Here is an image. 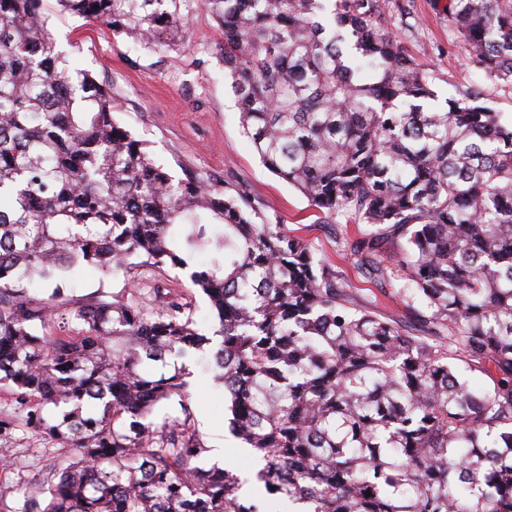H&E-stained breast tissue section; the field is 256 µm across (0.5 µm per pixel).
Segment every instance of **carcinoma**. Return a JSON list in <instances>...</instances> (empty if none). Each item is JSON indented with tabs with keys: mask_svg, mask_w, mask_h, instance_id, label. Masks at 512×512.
Listing matches in <instances>:
<instances>
[{
	"mask_svg": "<svg viewBox=\"0 0 512 512\" xmlns=\"http://www.w3.org/2000/svg\"><path fill=\"white\" fill-rule=\"evenodd\" d=\"M202 0L224 40L241 125L262 163L331 221L370 278L401 281L409 326L362 307L336 268L261 204L177 177L69 73L43 0H0V388L74 449L24 512H261L206 466L186 367L210 343L177 298L70 304L38 281L130 259L187 273L219 337L233 434L283 512H512V119L470 90L432 107L429 72L385 0ZM151 48L186 36L181 0H57ZM448 28L512 84V0H447ZM492 378L472 388L459 366ZM177 415L161 425V403ZM97 405L91 413L86 404ZM65 407L50 423L48 406Z\"/></svg>",
	"mask_w": 512,
	"mask_h": 512,
	"instance_id": "cac0c4a2",
	"label": "carcinoma"
}]
</instances>
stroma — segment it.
<instances>
[{"label":"stroma","mask_w":512,"mask_h":512,"mask_svg":"<svg viewBox=\"0 0 512 512\" xmlns=\"http://www.w3.org/2000/svg\"><path fill=\"white\" fill-rule=\"evenodd\" d=\"M398 2H386L390 27L429 70L438 95L445 98L477 88L490 106L512 116V86L495 82L470 59L465 43L448 29L446 0H412L407 16L399 13ZM181 10L189 21L186 42L152 50L134 46L104 24H90L62 13L56 0H45L44 5L55 49L64 56L70 73H91L111 90L120 106L115 114L117 123L148 142L158 163L178 176L186 170L195 172L231 194L246 190L263 203L272 222L309 240L318 257L336 267L367 310L409 319L397 295L398 280H368L339 250L337 236L354 232V224L342 217L330 223L320 221L304 195L261 163L241 128L231 80L216 50L222 39L219 27L199 0H184ZM133 286L140 288L144 306L150 311L159 307L155 289L174 290L188 303L202 333L212 334L214 322L205 297L178 269L140 262L125 277L106 276L88 268L68 284L66 292L88 300L124 295ZM215 349L211 343L184 359L195 429L207 448L223 449L224 468L244 478V490L252 494L256 491V463L231 434L224 414L223 387L207 369ZM27 411V403L16 394L0 390V420L14 424L7 442L8 456L0 462V512H20L22 492L33 485L38 486L41 499H49L56 482L50 468L70 454L41 429L24 425Z\"/></svg>","instance_id":"1"}]
</instances>
